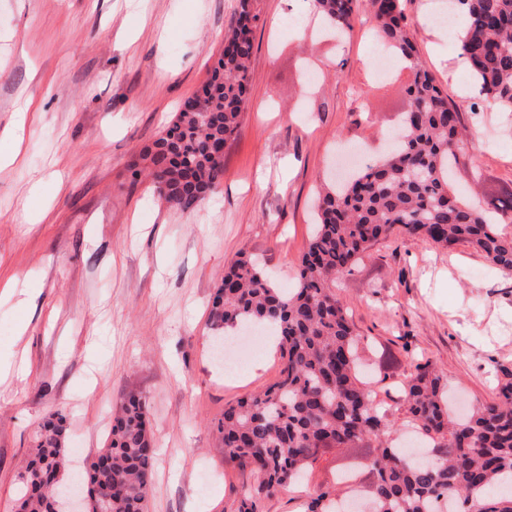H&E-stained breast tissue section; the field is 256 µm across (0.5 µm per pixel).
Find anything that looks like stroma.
<instances>
[{"instance_id": "obj_1", "label": "stroma", "mask_w": 512, "mask_h": 512, "mask_svg": "<svg viewBox=\"0 0 512 512\" xmlns=\"http://www.w3.org/2000/svg\"><path fill=\"white\" fill-rule=\"evenodd\" d=\"M238 3L0 0V136L20 145L0 171V358L27 368L0 394V512H15L17 476L50 415H67L78 471L131 394L148 401L157 448L148 512H235L253 484L225 460L214 424L225 406L274 383L282 362L266 347L244 368L219 366L215 286L244 255L277 287L294 284L332 160L383 157L410 108V76L397 66L375 77L370 0H358L342 36L302 0H253L249 91L224 177L180 211L133 180L128 163L208 80ZM403 8L421 62L481 133L452 182L486 205L512 183V113L472 114L477 90L457 65V38L432 0ZM38 180L46 214L37 222L28 191ZM26 288L37 289L34 304H22ZM336 291L392 437L413 433L403 385L414 364L442 373L459 412L494 398L499 366L512 360V277L472 247L397 232L338 276ZM375 448L322 449L307 479L263 498L262 512H301Z\"/></svg>"}]
</instances>
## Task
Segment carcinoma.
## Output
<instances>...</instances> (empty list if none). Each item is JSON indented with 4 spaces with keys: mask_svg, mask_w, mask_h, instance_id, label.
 I'll list each match as a JSON object with an SVG mask.
<instances>
[{
    "mask_svg": "<svg viewBox=\"0 0 512 512\" xmlns=\"http://www.w3.org/2000/svg\"><path fill=\"white\" fill-rule=\"evenodd\" d=\"M331 25L348 32L356 0H315ZM466 17L461 56L484 102L512 112V0H450ZM369 20L380 42L408 61L412 110L391 150L375 165L334 181L319 197L314 235L303 253L294 287L272 285L250 258L232 264L216 286L210 325L274 327L282 368L264 391L243 397L217 420L224 457L250 469L256 486L237 512H261V499L287 487L313 465L322 448H348L387 433L372 389L359 373L358 337L336 293V277L375 242L396 231L449 247L465 243L497 270L512 275V236L493 218L512 220V188L494 203L495 214L462 201L448 179L469 143L459 108L448 102L423 66L406 29L402 0H370ZM257 20L251 0L238 17L202 93L187 99L153 148L132 160V175L146 173L167 203L189 210L224 176L220 146L236 133L246 105ZM495 398L466 419L455 417L441 376L417 364L406 382L410 421L441 439L430 457L394 446L376 448L365 495L373 512H512V361L499 365ZM67 419L57 412L43 424L26 466L16 512H55L65 499ZM156 448L148 402L130 395L112 420L109 442L92 461L86 482L112 494L104 512H147ZM349 500L329 490L314 494L304 512H349Z\"/></svg>",
    "mask_w": 512,
    "mask_h": 512,
    "instance_id": "cac0c4a2",
    "label": "carcinoma"
}]
</instances>
